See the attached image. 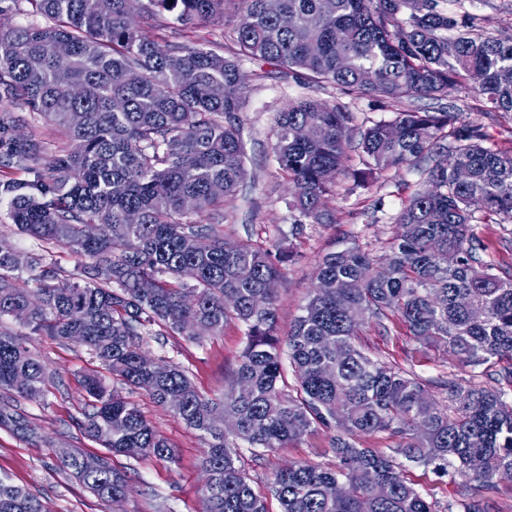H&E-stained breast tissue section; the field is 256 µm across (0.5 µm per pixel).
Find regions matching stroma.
<instances>
[{"mask_svg":"<svg viewBox=\"0 0 512 512\" xmlns=\"http://www.w3.org/2000/svg\"><path fill=\"white\" fill-rule=\"evenodd\" d=\"M464 8L474 15L482 33L512 41V0H466ZM241 68L246 76L243 137L252 188L246 196L228 203L226 210L233 217L230 229L235 237L279 240L298 253L296 260L286 265L278 288L277 335L283 339L308 300L321 256L356 245L374 257H384L397 231L394 218L402 201L412 192L424 189L425 184L415 174L406 172L398 177L391 171L366 188L349 180L341 181L326 199L330 223L306 225L302 236H295L293 224L297 214L289 206L287 184L280 177L271 153L277 112L288 99L312 97L345 107L353 113L355 126L360 127L392 118L394 109L381 106L373 98H352L333 85L304 86L295 75L268 64L246 60ZM416 105L427 111L443 105L462 112L466 121L485 128L492 143L512 147V120L483 112L471 91L451 92L440 102L422 98ZM11 112L21 121L20 133L39 142L44 157L70 149L62 128L46 124L22 105L12 106ZM246 333L244 324L231 322L225 326L223 335L199 343L180 335H152L145 337L143 347L154 358L182 366L202 394L215 398L231 384L246 346ZM356 343L366 354L402 366L435 385L437 399L446 397L438 387L439 382L452 374L504 391L507 400L512 401V387L502 378L504 367L512 365V360L505 358L490 367L461 366L450 353L424 346L396 320L385 332L373 326L363 328ZM30 347L53 373L54 382L45 403L22 399L19 409L36 422L48 439H65L87 455L102 454V447L77 425L83 406L79 376L94 365L86 348L46 336L32 337ZM122 394L139 406L157 432L177 451L173 463L147 455H113V467L130 481V491L123 501L112 504L99 500L56 464L48 448L22 441L4 430H0V474L38 496L46 512H202L200 460L205 441L201 434L155 404L146 392L126 388ZM330 440V431L318 428L272 452L244 447L238 464L252 486L268 495L270 512H278L279 504L270 495L274 472L291 462L334 466L336 459L330 450ZM404 475L436 512H463L459 486L450 478L437 476L432 469L413 463L405 465Z\"/></svg>","mask_w":512,"mask_h":512,"instance_id":"35a3bbf8","label":"stroma"}]
</instances>
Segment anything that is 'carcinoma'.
Masks as SVG:
<instances>
[{
	"label": "carcinoma",
	"instance_id": "obj_1",
	"mask_svg": "<svg viewBox=\"0 0 512 512\" xmlns=\"http://www.w3.org/2000/svg\"><path fill=\"white\" fill-rule=\"evenodd\" d=\"M44 25L0 33V100L22 103L65 130L75 148L45 160L0 114V167L34 175L0 181L16 229L45 244L23 255L0 243V321L84 346L121 384L145 391L206 441L203 512H269L237 467L240 445L272 451L317 427L333 428L338 464H293L275 473L280 512H434L409 484L396 456L461 482L464 512H485L482 488L512 472V402L504 393L450 377L448 403L429 383L364 353L366 325L387 330L396 317L429 347L464 366L512 358V264L485 259L478 224L512 222V147L501 149L462 113L409 105L359 130L363 168L344 165L353 115L303 97L278 113L272 154L292 189L295 232L327 224L325 200L339 177L359 185L406 169L430 189L403 202L390 252L376 260L357 246L325 255L317 285L285 341L275 337L278 284L291 250L272 241L233 240L224 203L249 177L240 116L244 60L288 70L309 87L333 84L354 98L401 103L439 99L465 87L512 115V43L484 36L461 0H242L231 45L219 54L195 45L196 26L224 21V0H143L132 20L127 0H13ZM175 15L171 41L156 34L158 14ZM69 54L61 58L59 43ZM140 72L135 82L125 80ZM222 84L223 97L210 94ZM464 170L460 183L456 173ZM211 212L198 224L194 214ZM135 213L139 223L129 224ZM80 259L61 274L52 248ZM30 278L22 279V272ZM153 283L151 292L139 288ZM247 327L235 371L244 394L205 397L179 365L150 362L142 336L195 340ZM297 395L283 390L284 364ZM52 377L22 335L0 324V429L46 442L16 402L44 400ZM84 434L112 453L129 448L169 463L174 448L137 405L96 373L83 376ZM236 426L220 428L223 416ZM389 431L390 452L359 437ZM48 443V442H46ZM60 467L90 493L118 502L126 474L101 458L48 443ZM345 482L350 491L335 492ZM0 512H45L42 501L0 476Z\"/></svg>",
	"mask_w": 512,
	"mask_h": 512
}]
</instances>
